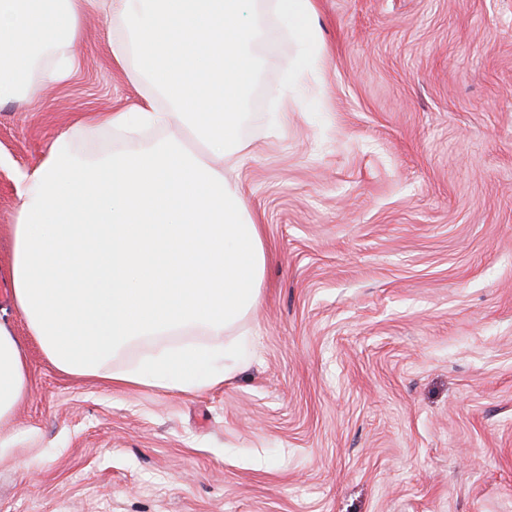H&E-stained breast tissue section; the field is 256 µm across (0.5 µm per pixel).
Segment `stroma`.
<instances>
[{
    "instance_id": "obj_1",
    "label": "stroma",
    "mask_w": 512,
    "mask_h": 512,
    "mask_svg": "<svg viewBox=\"0 0 512 512\" xmlns=\"http://www.w3.org/2000/svg\"><path fill=\"white\" fill-rule=\"evenodd\" d=\"M315 69L261 44L225 164L271 257L258 308L221 336L134 342L105 376L63 373L13 308L14 168L89 112L149 91L88 14L67 79L0 100V320L27 351L0 419V512H512V0H314ZM245 351L223 385L113 389L184 342Z\"/></svg>"
}]
</instances>
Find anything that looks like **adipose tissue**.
<instances>
[{
	"label": "adipose tissue",
	"instance_id": "ef3b65f1",
	"mask_svg": "<svg viewBox=\"0 0 512 512\" xmlns=\"http://www.w3.org/2000/svg\"><path fill=\"white\" fill-rule=\"evenodd\" d=\"M0 0V99L37 94L72 63L83 18L109 27L107 47L130 77H148L154 97L118 112H96L98 125L171 127L169 140L111 154L82 172L89 190L71 189L69 157L51 151L39 166L15 171L21 207L12 226L11 295L16 310L61 372L91 375L115 347L193 329L223 335L261 300L268 251L258 219L210 153L242 159V98L256 72L257 46L280 20L307 65L316 61L312 0ZM191 133L207 155L185 150ZM87 214L91 223H79ZM223 366L192 345L109 373L112 384L197 391L223 384ZM24 346L0 324V419L25 398Z\"/></svg>",
	"mask_w": 512,
	"mask_h": 512
}]
</instances>
